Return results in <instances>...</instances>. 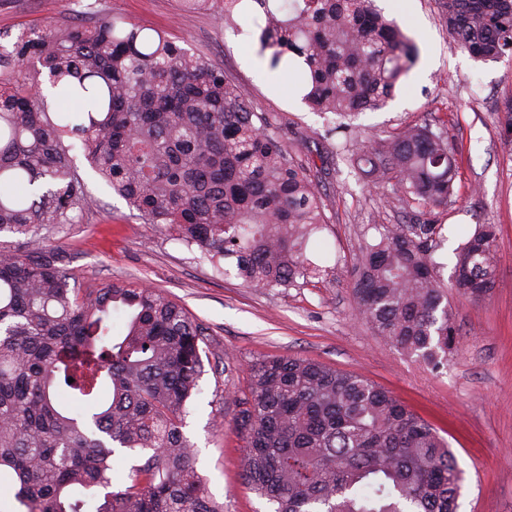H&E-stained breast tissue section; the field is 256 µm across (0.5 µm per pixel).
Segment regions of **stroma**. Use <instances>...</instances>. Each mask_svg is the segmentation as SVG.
Segmentation results:
<instances>
[{
  "mask_svg": "<svg viewBox=\"0 0 512 512\" xmlns=\"http://www.w3.org/2000/svg\"><path fill=\"white\" fill-rule=\"evenodd\" d=\"M105 14L165 31L184 47L223 67L254 111L288 127L298 157L314 164L328 220L320 253L335 272L323 282L290 288H249L235 262L210 258L153 225L90 167L75 163L88 190L76 223L49 237L62 246L84 286L134 282L162 291L210 329L209 363L191 401L183 432L195 446V466L224 512H271L239 475L242 443L233 420L249 395V369L271 357H307L363 374L438 428L462 471L459 512H512V136L498 117L512 99V57L481 62L457 47L438 0H376L419 47L420 58L393 100L359 115V129L385 139L402 127L447 129L455 149L454 196L435 209L441 239L434 259L449 278L454 251L476 226L497 233L496 286L478 301L449 293L458 329L447 368L439 371L387 344L361 320L352 299L354 267L380 224H409L421 206L399 201L395 187L358 180L347 156L358 131L333 128L247 59L257 55L256 28L226 27L220 11L186 13L180 0H99ZM73 0H0V32L17 34L76 21Z\"/></svg>",
  "mask_w": 512,
  "mask_h": 512,
  "instance_id": "stroma-1",
  "label": "stroma"
}]
</instances>
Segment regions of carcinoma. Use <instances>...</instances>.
Returning <instances> with one entry per match:
<instances>
[{
    "mask_svg": "<svg viewBox=\"0 0 512 512\" xmlns=\"http://www.w3.org/2000/svg\"><path fill=\"white\" fill-rule=\"evenodd\" d=\"M251 19L259 54L313 111L351 119L384 107L419 59L375 0H180ZM457 45L477 61L512 56V0H438ZM0 33V483L26 512H224L182 431L205 374L208 329L164 293L71 283L45 244L76 223L85 184L70 151L146 224L255 288L325 279L308 250L327 225L309 165L224 69L162 31L99 15ZM72 104L50 111L48 95ZM427 208L380 224L364 243L352 297L359 317L440 370L458 330L448 289L495 285L496 228L455 249L450 283L433 258L455 180L448 136L412 125L349 159ZM122 312V333L112 329ZM74 382H68V379ZM243 480L273 512H457L461 471L448 442L388 391L310 358L252 366L238 403ZM144 455L114 488L116 449Z\"/></svg>",
    "mask_w": 512,
    "mask_h": 512,
    "instance_id": "carcinoma-1",
    "label": "carcinoma"
}]
</instances>
